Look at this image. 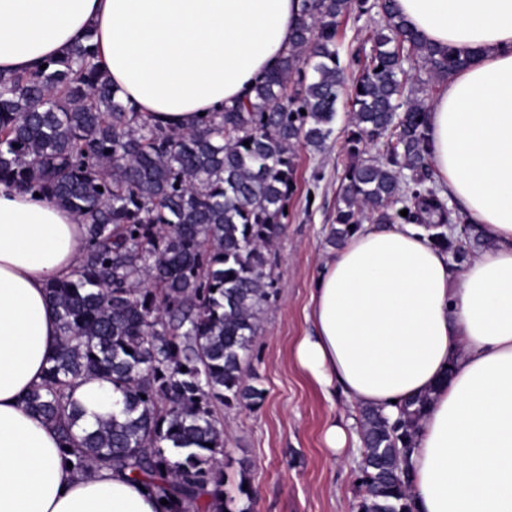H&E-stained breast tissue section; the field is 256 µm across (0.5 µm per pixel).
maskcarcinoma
I'll use <instances>...</instances> for the list:
<instances>
[{
    "instance_id": "cac0c4a2",
    "label": "carcinoma",
    "mask_w": 512,
    "mask_h": 512,
    "mask_svg": "<svg viewBox=\"0 0 512 512\" xmlns=\"http://www.w3.org/2000/svg\"><path fill=\"white\" fill-rule=\"evenodd\" d=\"M353 11L381 24L369 53L343 65L338 26ZM406 63L425 85L466 59L426 42L391 0H305L278 66L190 129L129 107L91 32L35 73L0 72V182L78 213L86 231L80 266L48 288L60 343L25 399L57 427L64 462L129 471L168 501L159 512H231L219 413L264 398L243 363L275 294L268 268L288 223L295 148H326L348 80L340 151L351 162L328 242L340 246L367 221L421 224L458 263L492 245L475 225L462 238L448 230L466 215L436 189L427 106ZM369 142L383 143L380 156H365ZM94 379L112 385L116 411L87 429L72 393ZM428 402L413 400L394 422L363 410L354 512H411L401 458Z\"/></svg>"
}]
</instances>
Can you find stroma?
<instances>
[{"instance_id":"obj_1","label":"stroma","mask_w":512,"mask_h":512,"mask_svg":"<svg viewBox=\"0 0 512 512\" xmlns=\"http://www.w3.org/2000/svg\"><path fill=\"white\" fill-rule=\"evenodd\" d=\"M380 18L351 14L339 26L342 56L369 51L366 37ZM348 124L339 110L327 149L296 148V189L288 202V224L273 251L277 288L266 309L255 351L246 364L249 382L264 391L251 408L224 410L227 441L224 469L237 477L247 468L253 500L236 496L251 512H352L360 496L357 453L336 456L321 440L326 422L345 408L343 398H324L296 366L293 348L311 329L310 292L321 264L332 253L327 241L348 162L338 143Z\"/></svg>"}]
</instances>
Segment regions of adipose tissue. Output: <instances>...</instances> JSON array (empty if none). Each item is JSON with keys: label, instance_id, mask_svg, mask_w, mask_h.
<instances>
[{"label": "adipose tissue", "instance_id": "obj_1", "mask_svg": "<svg viewBox=\"0 0 512 512\" xmlns=\"http://www.w3.org/2000/svg\"><path fill=\"white\" fill-rule=\"evenodd\" d=\"M428 43L468 64L428 104L434 176L493 248L453 272L424 228L362 224L311 290L293 350L347 415L323 443L358 441V412L396 418L421 394L403 468L413 512H512V0H393ZM302 0H0V72L29 73L95 31L123 100L186 129L243 96L287 48ZM85 250L83 219L0 183V512H157L128 472L74 471L28 411L60 336L47 298Z\"/></svg>", "mask_w": 512, "mask_h": 512}]
</instances>
